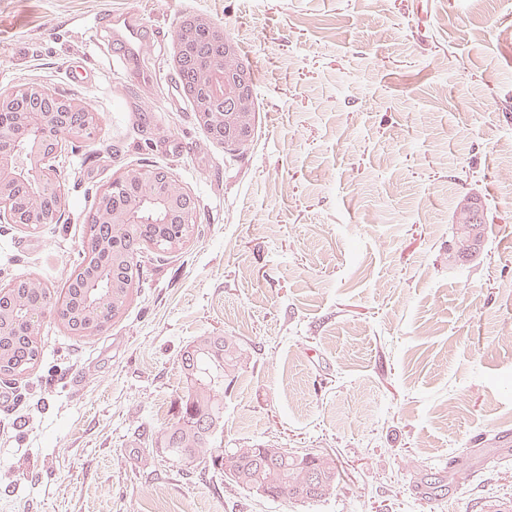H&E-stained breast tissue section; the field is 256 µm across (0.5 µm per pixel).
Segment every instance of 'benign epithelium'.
<instances>
[{
	"instance_id": "obj_1",
	"label": "benign epithelium",
	"mask_w": 512,
	"mask_h": 512,
	"mask_svg": "<svg viewBox=\"0 0 512 512\" xmlns=\"http://www.w3.org/2000/svg\"><path fill=\"white\" fill-rule=\"evenodd\" d=\"M208 31L224 42V54L219 66L199 68L193 81L183 87L198 123L210 133L221 132L227 141L239 149L252 142L256 107L250 86L251 66L240 55L235 41L209 16L194 14L182 20L174 36L175 67L193 54L198 36ZM230 99L234 107L229 112L215 111V102ZM88 110L86 101L60 95L39 82H28L21 91L0 92V223L19 224L28 230H38L56 221L57 212L41 208L40 201L50 197L63 202L62 182L51 174L50 160L69 140L84 137V131L72 127L67 116ZM32 187L23 212L14 208L25 179ZM120 178L133 187L120 206L112 204L107 194L98 205L96 223L105 224L115 232L131 230L142 223L141 216L149 209L159 216L180 215L183 223H196L192 196L184 191L173 193L168 182L171 176L153 168L135 167L120 173ZM110 295L89 302L88 320L83 332L90 333L98 322L102 308L112 305V312L122 313V300L129 288L123 278H112Z\"/></svg>"
}]
</instances>
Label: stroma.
<instances>
[{"label":"stroma","mask_w":512,"mask_h":512,"mask_svg":"<svg viewBox=\"0 0 512 512\" xmlns=\"http://www.w3.org/2000/svg\"><path fill=\"white\" fill-rule=\"evenodd\" d=\"M134 11L163 42L125 84L96 41ZM210 16L255 72L258 121L225 151L187 99L167 105L174 35ZM512 0H0V91L38 81L90 101L89 146L54 160L60 223H0V284L62 287L93 195L161 167L200 233L149 265L90 339L46 318L37 366L0 384V512H483L512 502ZM87 73L85 83L69 76ZM481 199L479 258L448 255L453 213ZM200 336L239 342L226 448L327 452L315 502L262 498L156 444Z\"/></svg>","instance_id":"stroma-1"}]
</instances>
